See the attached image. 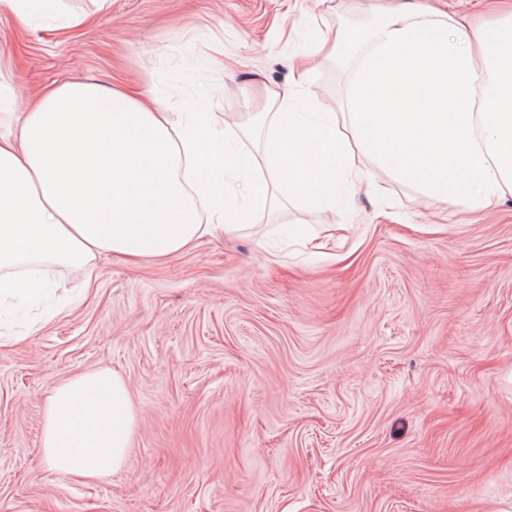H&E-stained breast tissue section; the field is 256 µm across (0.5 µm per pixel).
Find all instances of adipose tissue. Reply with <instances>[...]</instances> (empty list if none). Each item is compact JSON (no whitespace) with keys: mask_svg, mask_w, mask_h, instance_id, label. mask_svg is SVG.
I'll list each match as a JSON object with an SVG mask.
<instances>
[{"mask_svg":"<svg viewBox=\"0 0 512 512\" xmlns=\"http://www.w3.org/2000/svg\"><path fill=\"white\" fill-rule=\"evenodd\" d=\"M313 51L356 62L347 112L318 111L304 70L291 93L267 90L247 121L220 132L209 113L167 112L150 93L92 83L1 111L0 300L35 293L40 264L168 258L253 223L272 189L335 199L361 177L359 153L430 200L481 210L512 193V15L476 53L453 15L412 5L377 13L359 36L325 26ZM292 95L305 111L289 109ZM255 134L258 153L244 143ZM136 421L121 375L72 376L45 403V460L64 475L109 477Z\"/></svg>","mask_w":512,"mask_h":512,"instance_id":"adipose-tissue-1","label":"adipose tissue"}]
</instances>
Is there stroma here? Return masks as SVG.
Listing matches in <instances>:
<instances>
[{
  "label": "stroma",
  "mask_w": 512,
  "mask_h": 512,
  "mask_svg": "<svg viewBox=\"0 0 512 512\" xmlns=\"http://www.w3.org/2000/svg\"><path fill=\"white\" fill-rule=\"evenodd\" d=\"M389 0H57L0 10V97L137 82L173 112L247 118L321 19ZM479 26L512 0H419ZM92 15L85 28L56 17ZM224 45L222 64L201 50ZM323 111L353 67L306 57ZM0 322V512H512V195L472 211L373 168L335 203L259 214L165 262L50 266ZM97 368L137 408L126 467L44 461L45 400ZM50 0H1L0 9L12 12L20 25L29 26L37 16L43 14Z\"/></svg>",
  "instance_id": "35a3bbf8"
}]
</instances>
